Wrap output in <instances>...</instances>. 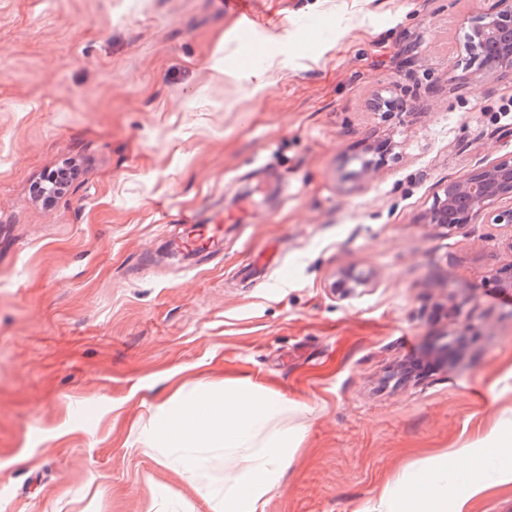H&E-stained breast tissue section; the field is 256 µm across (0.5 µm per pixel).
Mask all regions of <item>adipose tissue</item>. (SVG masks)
<instances>
[{
    "label": "adipose tissue",
    "instance_id": "ef3b65f1",
    "mask_svg": "<svg viewBox=\"0 0 512 512\" xmlns=\"http://www.w3.org/2000/svg\"><path fill=\"white\" fill-rule=\"evenodd\" d=\"M511 432L512 427L506 425L490 432L479 455L467 452L459 457H441L431 468H417L405 473L401 480L382 491L378 501L362 504L357 512H468L467 499L449 505L448 496L452 491L449 475L492 463L512 443L507 438Z\"/></svg>",
    "mask_w": 512,
    "mask_h": 512
}]
</instances>
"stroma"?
<instances>
[{
	"label": "stroma",
	"mask_w": 512,
	"mask_h": 512,
	"mask_svg": "<svg viewBox=\"0 0 512 512\" xmlns=\"http://www.w3.org/2000/svg\"><path fill=\"white\" fill-rule=\"evenodd\" d=\"M492 2L259 0L247 33L217 0H0V512H212L141 445L211 380L307 411L265 512H354L429 457L479 453L512 414V228L426 214L512 154V70L469 79L462 52ZM243 199L222 253L160 261L182 211ZM273 245L283 268L242 281ZM343 269L369 278L346 300ZM78 174L77 166H65L51 170L35 190V194L47 203L53 199V195L61 194L70 181Z\"/></svg>",
	"instance_id": "35a3bbf8"
}]
</instances>
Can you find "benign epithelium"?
Masks as SVG:
<instances>
[{
    "mask_svg": "<svg viewBox=\"0 0 512 512\" xmlns=\"http://www.w3.org/2000/svg\"><path fill=\"white\" fill-rule=\"evenodd\" d=\"M465 49L478 61L474 74L480 79L512 67V0H494L478 13L466 35ZM499 199H512V154L478 167L463 178L448 180L430 208L427 223L452 230L481 218L487 224L512 227V207L488 209ZM363 285L364 280L351 272L336 280L344 299L354 297Z\"/></svg>",
    "mask_w": 512,
    "mask_h": 512,
    "instance_id": "1",
    "label": "benign epithelium"
}]
</instances>
